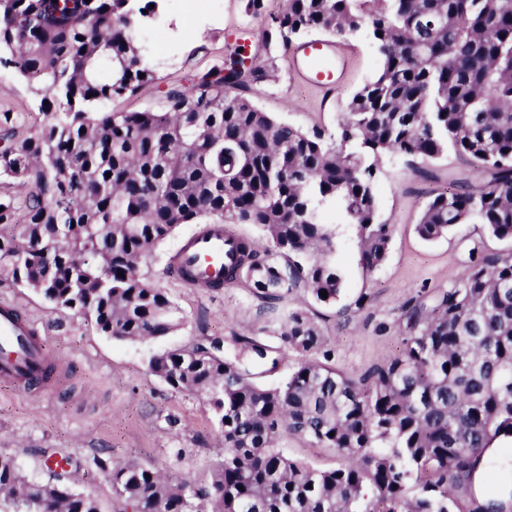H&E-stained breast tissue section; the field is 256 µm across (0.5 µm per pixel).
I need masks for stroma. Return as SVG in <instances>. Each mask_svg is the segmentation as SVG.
<instances>
[{
    "label": "stroma",
    "mask_w": 512,
    "mask_h": 512,
    "mask_svg": "<svg viewBox=\"0 0 512 512\" xmlns=\"http://www.w3.org/2000/svg\"><path fill=\"white\" fill-rule=\"evenodd\" d=\"M154 19L134 32V40L154 61L157 81L123 102L117 110L133 111L158 105L169 87L187 83L199 71L220 64L227 36L255 29L253 45H261L264 23L247 14L244 0H158ZM348 59L345 82L331 107L319 93L291 84L285 49H277V71L259 84L255 103L274 118L309 131L335 132L340 112L351 96L380 73L383 60L366 31L342 37ZM39 99L13 69L0 67V113H11L15 133L26 137L39 123ZM477 187L483 176L473 172L454 151L411 167L391 158L377 183L380 216L393 226L385 262L366 272L359 261L356 234L340 209L324 212L336 227V263L345 278L339 304L315 303L303 291L280 299L260 297L248 284H225L217 291L192 288L177 280L170 259L195 227L181 225L144 260L142 272L180 307L182 327L159 341H119L99 333L72 312L50 308L32 290L0 282V301L15 302L32 315L62 361L63 390L48 402L38 394L17 395L0 388V454L15 459L30 478L45 481V454L72 461L75 489L98 499L103 512H119L97 460L106 465L138 461L170 478L206 484L210 470L224 454V440L206 399L173 391L152 374L151 354L190 347L209 337H256L277 345L279 317L300 307L313 317L327 338L336 368L358 377L393 357L400 349L403 305L454 284L472 260L473 247L502 252L512 243L486 233L484 225L463 224L447 236L422 239L416 226L426 204L450 184ZM367 300L361 309L353 303Z\"/></svg>",
    "instance_id": "stroma-1"
}]
</instances>
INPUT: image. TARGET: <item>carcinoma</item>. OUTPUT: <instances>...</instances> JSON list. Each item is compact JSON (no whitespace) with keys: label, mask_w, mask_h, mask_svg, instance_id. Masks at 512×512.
Returning a JSON list of instances; mask_svg holds the SVG:
<instances>
[{"label":"carcinoma","mask_w":512,"mask_h":512,"mask_svg":"<svg viewBox=\"0 0 512 512\" xmlns=\"http://www.w3.org/2000/svg\"><path fill=\"white\" fill-rule=\"evenodd\" d=\"M156 0H0V66L40 96L23 139L0 114V279L123 341L162 340L178 305L139 272L182 224H256L266 243L235 237L224 281L265 297L298 288L324 304L342 295L331 260L339 205L360 261L386 259L392 225L375 186L389 156L412 165L448 149L485 176L437 194L416 225L435 240L475 221L512 240V0H286L264 13L262 50L234 48L221 65L168 88L155 108L113 112L157 80L133 39ZM315 28L364 29L384 58L337 131H304L252 101L275 70L274 47ZM144 77H139V74ZM73 146H68V143ZM327 291V297L321 291ZM280 347L236 338L166 350L148 367L174 391L204 395L224 456L202 486L153 467L112 466L129 512H512V248L478 253L455 284L403 308L398 355L361 377L328 364L332 350L303 309L280 321ZM301 359L279 383L256 381L285 354ZM342 462L319 468L279 447L283 429ZM0 512H102L66 478L23 475L0 454Z\"/></svg>","instance_id":"1"}]
</instances>
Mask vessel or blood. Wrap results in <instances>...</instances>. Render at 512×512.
I'll return each mask as SVG.
<instances>
[{"label": "vessel or blood", "mask_w": 512, "mask_h": 512, "mask_svg": "<svg viewBox=\"0 0 512 512\" xmlns=\"http://www.w3.org/2000/svg\"><path fill=\"white\" fill-rule=\"evenodd\" d=\"M288 70L294 83L330 96L346 72L338 41L315 37L290 48ZM234 243L223 225L205 224L173 254L179 279L194 288H220L224 266L233 259ZM57 362L47 337L41 336L29 315L7 301L0 302V382L19 391L47 393L49 375Z\"/></svg>", "instance_id": "b4317fda"}]
</instances>
